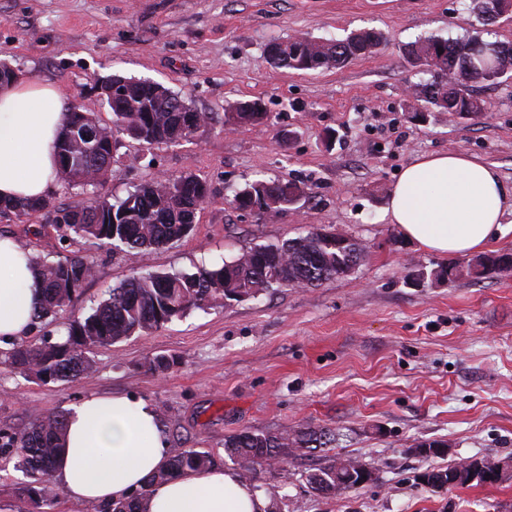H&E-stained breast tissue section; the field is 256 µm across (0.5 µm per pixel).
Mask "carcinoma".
Returning <instances> with one entry per match:
<instances>
[{"mask_svg":"<svg viewBox=\"0 0 512 512\" xmlns=\"http://www.w3.org/2000/svg\"><path fill=\"white\" fill-rule=\"evenodd\" d=\"M479 21L492 24L487 13L512 8V0H472ZM280 56L279 68L296 72L340 68L374 53L382 43L381 33L355 31L343 40L311 44L294 37L273 40ZM408 60L416 68L432 74L419 89L418 112L437 109L451 116H470L485 110V104L468 93L472 83L494 81L504 70L512 71V41L445 39L438 36L416 41L408 50ZM128 99L120 112H112V129L124 132L147 145H178L194 140L196 132L178 127L185 113L174 111L180 97L165 96L160 83L130 77ZM143 106L151 111L142 112ZM264 112L224 113V121L238 126L262 122ZM99 119L90 112L72 117L71 136L59 140L58 183L66 191L89 195L87 203L63 210L56 224L64 230L61 238L83 239L91 244H110L117 249H157L187 237L195 225L196 214L206 202L207 183L194 176L170 178L165 183L152 181L127 192L114 202L98 194L112 163V139L106 134L88 136ZM306 195L305 185L289 180L257 179L234 192L232 200L241 207L261 204V197L280 203L279 210L296 195ZM49 206V200L18 201L0 204V214L26 215ZM362 252V245L345 236L332 245L314 228L305 234L277 244L247 248L221 265L201 266L193 273L178 270L147 271L115 286L108 298L100 301L83 319L66 327L65 338L38 343H17L0 358V366L19 370L47 381L77 382L94 371L90 357L95 347L107 346L131 336H148L191 308L221 304L235 296L260 293L273 286H318L349 274V262ZM44 284L42 302L35 322L56 317L92 277L90 256L71 252L34 256ZM467 276L481 280L493 273L512 270V254L493 252L467 260ZM66 413L32 415L29 426L20 434L0 432V448L17 459L18 468L30 478L19 493L20 510L27 506H49L58 497L51 475L61 449ZM335 441V433L324 426L306 427L294 434L273 435L241 431L224 439V452L238 466L240 476L256 479L262 469L283 468L295 452L312 453ZM352 470L336 472V463L306 472L308 487L318 495L337 492V479L347 476L358 482V468L373 473V467L356 458L348 459ZM213 458L207 451L188 448L172 457L168 466L154 474L147 484L127 499L103 504L99 512H146L143 501L149 489L174 476L207 468Z\"/></svg>","mask_w":512,"mask_h":512,"instance_id":"obj_1","label":"carcinoma"}]
</instances>
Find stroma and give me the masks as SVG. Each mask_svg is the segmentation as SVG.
<instances>
[{
	"mask_svg": "<svg viewBox=\"0 0 512 512\" xmlns=\"http://www.w3.org/2000/svg\"><path fill=\"white\" fill-rule=\"evenodd\" d=\"M469 0H0V61L21 78L62 88L111 124L94 85L118 75L161 83L212 120L193 142L146 147L117 135L104 189L115 197L159 176L196 175L210 189L193 231L148 251L72 242L92 277L55 322L89 314L137 272H195L256 243L313 228L358 239L365 255L349 276L312 288L275 287L248 300L189 310L149 336L94 348L95 371L77 383L0 369V429L21 432L31 412L68 411L90 395L133 394L153 403L172 453L209 451L230 467L225 437L242 430H334L335 442L255 481L274 512H512V478L432 490L421 476L463 458L512 460V273L479 281L426 280L452 255L427 252L385 216L390 191L416 157L459 150L495 165L512 184V79L473 86L488 104L467 118L417 121L407 86L425 81L405 48L421 36L480 37ZM381 31L374 54L307 74L271 67L277 38L341 39ZM258 99L266 124L226 132L227 102ZM336 131L327 143V131ZM259 177L304 182L309 194L276 221L228 202ZM50 208L0 217V236L33 254L60 248L57 210L82 196L54 190ZM174 357L154 371L155 356ZM447 443L444 454L419 444ZM375 468L374 481L331 496L304 474L339 458Z\"/></svg>",
	"mask_w": 512,
	"mask_h": 512,
	"instance_id": "obj_1",
	"label": "stroma"
}]
</instances>
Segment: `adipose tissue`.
<instances>
[{
  "label": "adipose tissue",
  "mask_w": 512,
  "mask_h": 512,
  "mask_svg": "<svg viewBox=\"0 0 512 512\" xmlns=\"http://www.w3.org/2000/svg\"><path fill=\"white\" fill-rule=\"evenodd\" d=\"M54 85L18 79L0 86V200L38 201L56 187L57 144L68 121ZM512 186L492 165L461 151L418 156L400 174L386 216L422 249L485 250L496 238ZM42 280L29 250L0 238V341L29 335ZM170 458L155 406L131 395L91 396L67 415L53 478L73 501L127 497ZM147 512H268V495L232 469L211 467L155 484Z\"/></svg>",
  "instance_id": "obj_1"
}]
</instances>
